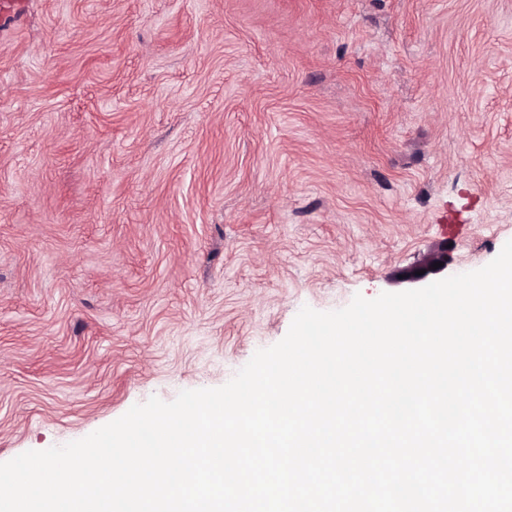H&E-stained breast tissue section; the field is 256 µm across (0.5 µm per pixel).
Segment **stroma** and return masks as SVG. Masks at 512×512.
I'll return each instance as SVG.
<instances>
[{"label":"stroma","mask_w":512,"mask_h":512,"mask_svg":"<svg viewBox=\"0 0 512 512\" xmlns=\"http://www.w3.org/2000/svg\"><path fill=\"white\" fill-rule=\"evenodd\" d=\"M510 240L512 0H31L0 33V463ZM436 262H442V266L433 269ZM448 268V250L445 246H435L429 250L424 260L417 266L405 269L400 275V283L421 284L430 276L443 273ZM425 270L422 275H417V271Z\"/></svg>","instance_id":"obj_1"}]
</instances>
